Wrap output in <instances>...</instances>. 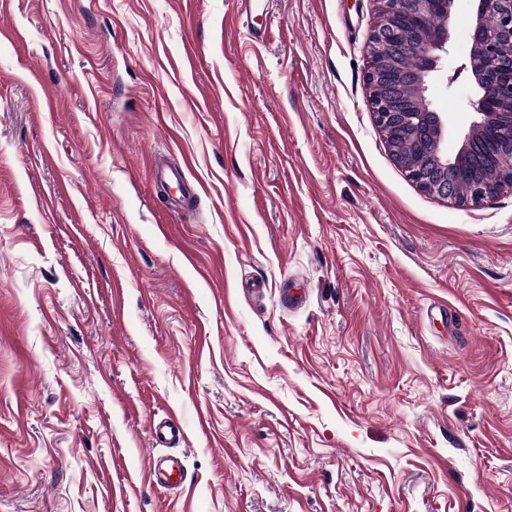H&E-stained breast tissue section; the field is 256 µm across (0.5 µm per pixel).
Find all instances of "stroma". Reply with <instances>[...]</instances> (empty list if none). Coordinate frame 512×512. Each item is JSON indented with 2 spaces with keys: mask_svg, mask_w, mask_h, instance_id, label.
Segmentation results:
<instances>
[{
  "mask_svg": "<svg viewBox=\"0 0 512 512\" xmlns=\"http://www.w3.org/2000/svg\"><path fill=\"white\" fill-rule=\"evenodd\" d=\"M376 10L0 0V512H512V189L462 207L394 164ZM474 11L428 81L452 154ZM180 420L172 415L152 424L150 437L155 444H171L178 441L182 435ZM147 475L150 482L161 486L177 485L186 478L183 463L175 455L151 456L148 460Z\"/></svg>",
  "mask_w": 512,
  "mask_h": 512,
  "instance_id": "35a3bbf8",
  "label": "stroma"
}]
</instances>
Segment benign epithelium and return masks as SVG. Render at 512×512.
I'll list each match as a JSON object with an SVG mask.
<instances>
[{"label":"benign epithelium","mask_w":512,"mask_h":512,"mask_svg":"<svg viewBox=\"0 0 512 512\" xmlns=\"http://www.w3.org/2000/svg\"><path fill=\"white\" fill-rule=\"evenodd\" d=\"M365 72L367 102L384 136L392 161L422 191L477 206L512 187V0H476L470 50L461 69L470 72L478 92L471 105L479 119L450 157L444 144L447 124L431 108L426 78L448 52V29L432 23L450 14L451 0H378ZM416 59L405 92L395 85L402 62ZM489 141L497 164L474 176L467 193H458L457 170L475 147Z\"/></svg>","instance_id":"obj_1"}]
</instances>
